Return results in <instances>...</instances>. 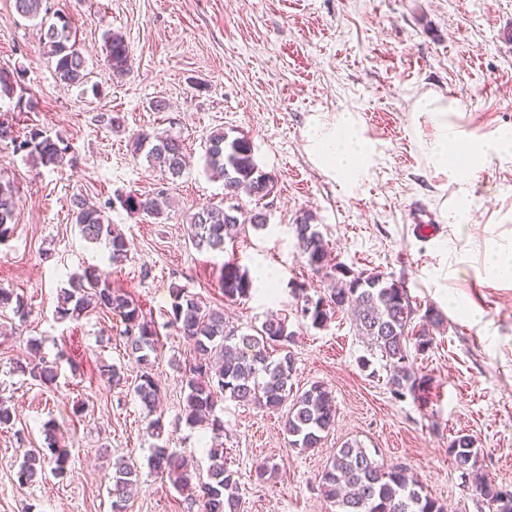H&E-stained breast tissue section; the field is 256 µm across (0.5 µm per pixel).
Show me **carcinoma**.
Masks as SVG:
<instances>
[{
    "mask_svg": "<svg viewBox=\"0 0 512 512\" xmlns=\"http://www.w3.org/2000/svg\"><path fill=\"white\" fill-rule=\"evenodd\" d=\"M42 6L43 0H15L16 10L23 16H38ZM42 43L57 81L66 85L85 82L86 59L67 17L59 15L56 22L49 24ZM105 70L115 78L130 72L128 46L119 34L107 37ZM0 143L51 170L63 165L69 151L63 140L37 126L21 129L12 118L0 117ZM133 151L144 155L150 167L173 178L184 171L181 141L167 134L142 131L133 140ZM205 172L223 182L224 195L234 197L237 203L201 208L187 224V238L201 252L222 253L226 240L236 238L245 227L259 230L267 226L266 213L245 209L242 197L269 195L273 178L259 168L246 136L231 139L220 130L212 132L206 140ZM16 194L14 183L0 175V242L8 240L13 232ZM118 201L124 209L150 217L163 215L168 207L167 198L161 193H130L118 197ZM73 206L74 223L82 237L90 243L103 242L108 246V268L87 267L83 273L71 276L69 287L58 292L56 315L61 320H79L95 308L119 314L129 356L140 367L133 392L151 417L146 427L151 436L159 440L164 431L162 415L157 413L159 388L151 374L162 327L174 329L190 344L191 363L185 372L187 393L182 416L190 427L205 422L213 433H222L224 421L216 414L221 401L277 410L289 400L295 368L289 349L294 332L289 330L287 318H268L259 328L244 329L226 322L223 309L202 305L186 286L172 282L170 307L161 312L164 322L158 323L144 314L130 296L112 288V267L127 260L129 244L116 232L105 209L90 206L77 197ZM312 221V214L306 211L295 219L301 255L311 271L330 278L334 285L329 295L323 297L311 295V286L305 282L294 284L291 292L297 300L296 316L311 327L322 329L336 311L351 310L357 330L368 338L371 351L379 354L389 368L387 384L392 396L416 395L427 379L415 370L411 352L422 354L432 348V331L442 325V317L429 308L415 327V309L404 282L378 271H355L340 262L328 266L326 245ZM220 287L224 300L235 303L249 298L253 280L235 262L227 261L221 267ZM11 303L19 317L29 315L27 303L20 295L0 288V307ZM61 360L60 355L52 361L41 359L36 363L18 358L14 370L41 385L52 386L57 384ZM291 400L283 428L292 445L301 450L321 447L325 434L336 421L332 392L316 382ZM44 435L50 454L37 449L24 454L17 471V482L22 487L45 474L48 466L57 474L67 469L69 453L60 444L55 427L46 424ZM448 454L492 512H512V492L487 478L480 449L470 436L458 435L451 440ZM206 455L208 467L196 480L186 458L165 444L151 448L149 463L154 470L167 475L179 493L203 504V512H240L239 482L236 472L224 464V446L213 444L206 449ZM112 469V486L108 490L112 512H125V503L138 484L137 469L122 458L113 463ZM321 491L338 507V512H444L443 504L428 496L419 481L408 475L406 467L378 462L357 441L336 449L321 474Z\"/></svg>",
    "mask_w": 512,
    "mask_h": 512,
    "instance_id": "carcinoma-1",
    "label": "carcinoma"
}]
</instances>
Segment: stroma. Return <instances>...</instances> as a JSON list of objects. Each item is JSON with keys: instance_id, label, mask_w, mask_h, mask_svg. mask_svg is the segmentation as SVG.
Segmentation results:
<instances>
[{"instance_id": "35a3bbf8", "label": "stroma", "mask_w": 512, "mask_h": 512, "mask_svg": "<svg viewBox=\"0 0 512 512\" xmlns=\"http://www.w3.org/2000/svg\"><path fill=\"white\" fill-rule=\"evenodd\" d=\"M47 8L71 18L89 76L80 86L60 84L43 53L39 20L21 16L14 0H0V73L18 79L15 98L0 99V113L62 139L71 157L49 171L0 146V173L13 180L19 198L13 233L0 244V288L22 295L30 310L22 319L0 308V397L15 416L13 427L0 428V512H112L107 488L120 456L139 474L126 512H201L150 466L156 440L146 432L138 398L110 388L101 375L109 365L137 375L121 317L97 309L78 322L56 317L57 289L72 273L104 266L108 253L74 224L77 197L107 206L126 238L130 259L113 270L112 284L143 312L159 317L176 282L203 305L222 306L237 325L287 318L295 333L294 389L320 382L331 390L335 426L315 451L292 447L283 428L286 408L232 401L217 407L243 512H336L319 477L336 448L351 440L384 464H404L447 512H490L454 468L448 444L472 436L489 478L512 486V286L487 284L473 271L449 276L454 246L438 217L444 203L454 202L456 187L428 166L421 144L435 130L413 107L422 96L442 95L458 103L451 120L465 133L512 127V0H47ZM108 31L123 36L132 61L130 74L113 80L103 71ZM21 99L33 101V109L18 112ZM344 111L357 115L376 145L367 176L355 183L324 170L307 147L313 118L332 121ZM218 129L247 136L275 185L263 199L242 200L267 213L266 229L247 230L224 252H200L186 226L224 196L222 182L203 170L204 143ZM142 130L182 141L188 166L180 177L164 176L134 154ZM160 187L170 199L160 218L117 203L118 196ZM416 205L436 222L411 223ZM470 209L467 248L474 259L486 239L512 230V157L478 172ZM303 211L312 214L332 258L404 281L418 312L442 314L431 349L414 357L429 380L425 398H393L382 361L360 365L367 342L350 313H335L323 329L296 318L290 283L327 287L297 245L293 223ZM232 260L251 273L275 270L276 299L261 289L250 299L225 301L219 270ZM474 308L481 319H471ZM33 339L45 359L67 354L57 385H34L15 371ZM189 357L185 339L164 331L152 375L161 439L203 471L211 434L180 418ZM48 422L69 451L67 473L19 486L23 451L44 449ZM263 465L273 470L264 483L254 477Z\"/></svg>"}]
</instances>
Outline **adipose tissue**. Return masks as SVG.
I'll return each instance as SVG.
<instances>
[{
    "label": "adipose tissue",
    "instance_id": "1",
    "mask_svg": "<svg viewBox=\"0 0 512 512\" xmlns=\"http://www.w3.org/2000/svg\"><path fill=\"white\" fill-rule=\"evenodd\" d=\"M415 110L434 127L436 134L423 145V153L435 174L456 185V202L442 209V218L455 239H463L470 221L472 181L492 160L512 156V128H499L481 137H471L448 122V100L441 96L420 100ZM312 154L325 170L338 179H362L373 163L375 146L364 136L352 113L343 112L334 121L314 118L306 133ZM482 273L492 285H512V234L488 241L482 253Z\"/></svg>",
    "mask_w": 512,
    "mask_h": 512
}]
</instances>
